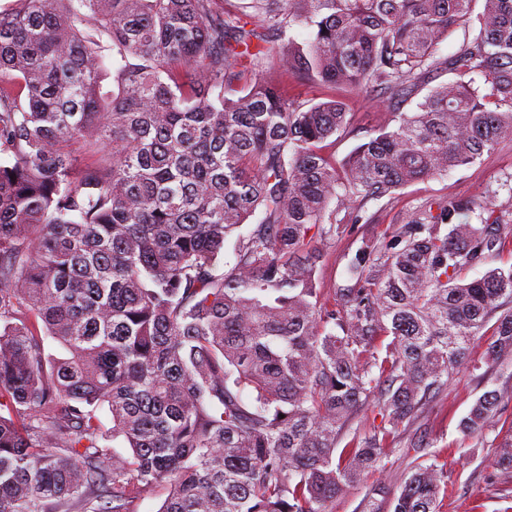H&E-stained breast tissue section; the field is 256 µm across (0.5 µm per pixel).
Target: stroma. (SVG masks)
<instances>
[{"mask_svg": "<svg viewBox=\"0 0 512 512\" xmlns=\"http://www.w3.org/2000/svg\"><path fill=\"white\" fill-rule=\"evenodd\" d=\"M348 104V129L329 139L324 148L339 160L393 120L391 109L379 98L355 95ZM491 193L499 204H512V142L503 143L472 165L404 188L389 204L367 203L365 209L375 215V223L343 225L335 240L321 247L317 267L322 287L330 291L351 285L348 261L363 240L390 233L416 207L441 200L477 205ZM491 341L490 330H482L468 361L449 377L445 390L431 399L413 422L395 432V451L387 469L365 475L357 486L336 498L331 512H363L366 497L377 496L383 486L396 488L416 464L414 447L422 442L446 451L441 461L447 470L448 491L439 497L436 512H512V471L495 462L499 443L512 434V366L486 362L485 351ZM491 389L503 395L494 423L481 435L465 434L461 419L475 400Z\"/></svg>", "mask_w": 512, "mask_h": 512, "instance_id": "1", "label": "stroma"}]
</instances>
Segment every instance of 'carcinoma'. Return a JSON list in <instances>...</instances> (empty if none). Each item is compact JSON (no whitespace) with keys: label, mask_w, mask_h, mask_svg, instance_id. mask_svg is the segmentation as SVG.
I'll list each match as a JSON object with an SVG mask.
<instances>
[{"label":"carcinoma","mask_w":512,"mask_h":512,"mask_svg":"<svg viewBox=\"0 0 512 512\" xmlns=\"http://www.w3.org/2000/svg\"><path fill=\"white\" fill-rule=\"evenodd\" d=\"M290 78L381 95L394 124L338 161L323 146L347 103L290 99ZM509 141L512 0H11L0 512H135L160 483L158 512H328L386 468L391 435L487 325L486 360L512 359V311L498 314L512 268L456 282L512 242V218L421 206L363 243L355 283L331 295L315 244ZM501 402L484 392L463 431L482 433ZM370 409L383 424L338 447ZM418 449L387 512H435L447 491L440 451ZM497 465L512 469V435Z\"/></svg>","instance_id":"cac0c4a2"}]
</instances>
